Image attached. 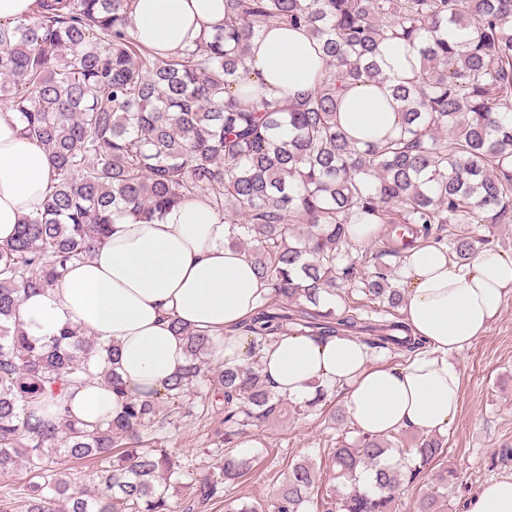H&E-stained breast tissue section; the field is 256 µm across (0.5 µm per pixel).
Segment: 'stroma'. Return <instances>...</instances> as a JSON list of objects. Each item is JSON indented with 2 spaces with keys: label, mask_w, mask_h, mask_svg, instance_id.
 Here are the masks:
<instances>
[{
  "label": "stroma",
  "mask_w": 512,
  "mask_h": 512,
  "mask_svg": "<svg viewBox=\"0 0 512 512\" xmlns=\"http://www.w3.org/2000/svg\"><path fill=\"white\" fill-rule=\"evenodd\" d=\"M452 360L462 372L458 414L442 435V455L405 484L396 512H417L420 500L436 487L438 474L446 468L462 477L448 491L447 512H463L466 497L485 481L512 477V296L488 332ZM343 408V397L336 392L320 413L248 428L241 441L255 459L252 475L226 486L223 497L210 501L183 489L178 512H224V501L230 497L273 503L288 479L290 463L303 459L319 473L308 512H322V500L334 484L326 465L328 452L337 442L351 443L358 435L352 422L333 425L334 412ZM223 427L224 418L217 414L204 426L189 424L163 431L161 445L180 454L184 463L196 465L215 431Z\"/></svg>",
  "instance_id": "35a3bbf8"
}]
</instances>
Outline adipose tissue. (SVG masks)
<instances>
[{"label": "adipose tissue", "instance_id": "obj_1", "mask_svg": "<svg viewBox=\"0 0 512 512\" xmlns=\"http://www.w3.org/2000/svg\"><path fill=\"white\" fill-rule=\"evenodd\" d=\"M131 19L139 41L171 56L223 25L224 0H134ZM418 55L402 42L380 46L376 61L384 81L350 87L337 114L351 139L364 144L400 133L391 89L411 78L408 61ZM247 64L255 83L284 105L310 93L323 66L305 30L281 28L252 41ZM48 177L44 149L22 136L14 113L1 112L0 243L25 217L42 211ZM231 234V225L199 200L150 223L127 217L109 225L104 242L70 265L55 287L23 298L15 319L33 340L45 343L64 329L80 328L117 348L114 368L126 395L95 376L70 395L73 416L98 423L121 412L126 398L163 391L186 363L185 339L173 327L178 321L223 339L226 365L257 356L281 394L308 398L318 385L340 391L352 423L365 433L447 430L459 409L462 380L449 356L500 317L512 294V257L485 248L461 265L447 247L432 243L406 254L404 322L429 350L393 368L350 336L321 340L294 333L251 353L237 328L270 290L247 253L230 245ZM465 512H512V477L481 485Z\"/></svg>", "mask_w": 512, "mask_h": 512}]
</instances>
